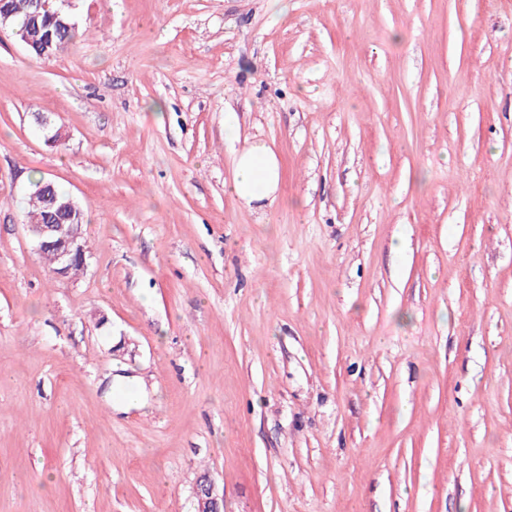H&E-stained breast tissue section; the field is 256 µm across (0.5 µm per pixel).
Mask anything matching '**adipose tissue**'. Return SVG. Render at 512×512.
<instances>
[{
	"label": "adipose tissue",
	"instance_id": "adipose-tissue-1",
	"mask_svg": "<svg viewBox=\"0 0 512 512\" xmlns=\"http://www.w3.org/2000/svg\"><path fill=\"white\" fill-rule=\"evenodd\" d=\"M234 176L228 191L244 205L272 204L280 186V162L262 141L244 140L235 157Z\"/></svg>",
	"mask_w": 512,
	"mask_h": 512
}]
</instances>
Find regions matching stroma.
Wrapping results in <instances>:
<instances>
[{
  "label": "stroma",
  "instance_id": "1",
  "mask_svg": "<svg viewBox=\"0 0 512 512\" xmlns=\"http://www.w3.org/2000/svg\"><path fill=\"white\" fill-rule=\"evenodd\" d=\"M71 12L50 58L0 30V512H512V0ZM234 176L228 191L244 205H271L280 186V162L273 149L262 141L244 139L235 157ZM68 196L69 194L59 190L53 183L38 180L28 200V227L36 250L39 253L45 249L55 252L54 254L52 251H45L42 255L55 266V273L61 277H67L69 265L76 257H81L84 264L86 262L85 250L83 251L84 248L87 249L85 240L83 247L80 243L83 237L81 210L71 197L63 202L53 200L52 206L55 211L52 223L47 224L50 211L47 198L63 199ZM196 512H222L224 493L220 494L215 484L206 479L195 491Z\"/></svg>",
  "mask_w": 512,
  "mask_h": 512
}]
</instances>
